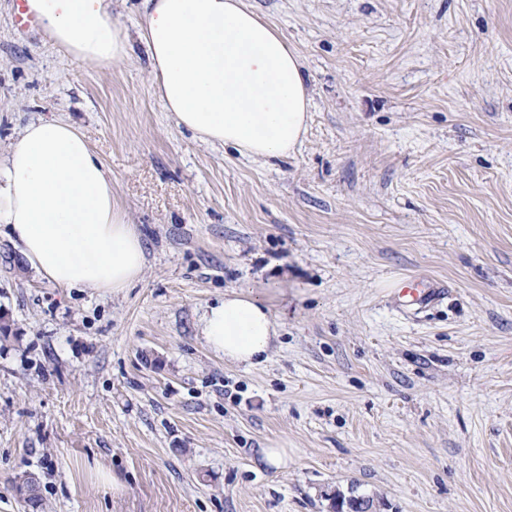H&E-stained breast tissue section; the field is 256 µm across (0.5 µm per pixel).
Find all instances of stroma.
Returning a JSON list of instances; mask_svg holds the SVG:
<instances>
[{
    "instance_id": "stroma-1",
    "label": "stroma",
    "mask_w": 512,
    "mask_h": 512,
    "mask_svg": "<svg viewBox=\"0 0 512 512\" xmlns=\"http://www.w3.org/2000/svg\"><path fill=\"white\" fill-rule=\"evenodd\" d=\"M248 3L308 77L286 157L201 141L142 48L74 59L0 0V154L75 124L146 254L128 288H62L0 230V512H512V0ZM250 290L277 337L247 368L200 319Z\"/></svg>"
}]
</instances>
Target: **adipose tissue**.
I'll return each mask as SVG.
<instances>
[{"mask_svg":"<svg viewBox=\"0 0 512 512\" xmlns=\"http://www.w3.org/2000/svg\"><path fill=\"white\" fill-rule=\"evenodd\" d=\"M50 41L83 61L116 64L131 50L112 0H27ZM138 38L165 111L211 144L259 158L288 155L306 129L302 62L245 0H141ZM0 224L39 275L62 288L118 291L145 266L140 236L112 200V179L84 136L57 119L26 125L0 158ZM225 361L262 360L277 336L269 305L225 294L202 316Z\"/></svg>","mask_w":512,"mask_h":512,"instance_id":"1","label":"adipose tissue"}]
</instances>
